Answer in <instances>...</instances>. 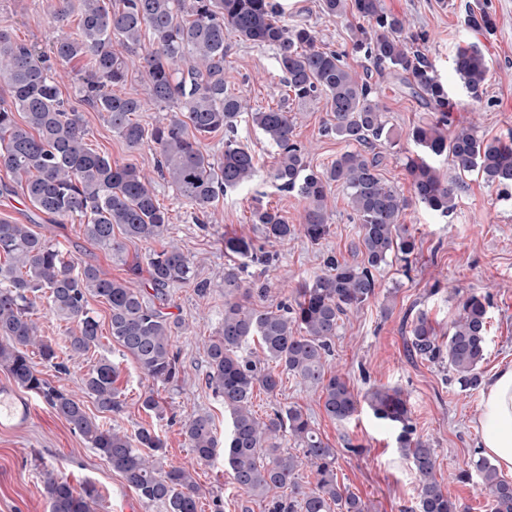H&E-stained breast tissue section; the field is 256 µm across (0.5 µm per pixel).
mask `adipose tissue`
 <instances>
[{
	"label": "adipose tissue",
	"instance_id": "1",
	"mask_svg": "<svg viewBox=\"0 0 512 512\" xmlns=\"http://www.w3.org/2000/svg\"><path fill=\"white\" fill-rule=\"evenodd\" d=\"M477 429L484 455L500 471L512 474V366L499 369L489 379Z\"/></svg>",
	"mask_w": 512,
	"mask_h": 512
}]
</instances>
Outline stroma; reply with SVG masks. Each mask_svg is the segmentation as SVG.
Returning <instances> with one entry per match:
<instances>
[{"mask_svg":"<svg viewBox=\"0 0 512 512\" xmlns=\"http://www.w3.org/2000/svg\"><path fill=\"white\" fill-rule=\"evenodd\" d=\"M289 23L314 26L323 44L333 49L351 47L344 22L328 19L321 0H280ZM466 0H383L387 11L406 16L411 31L425 30L429 40L426 53L448 87L455 108L454 122L476 123L480 136L493 139L512 128V0H490L496 19L493 35L485 36L467 28L463 22ZM77 16L67 21L54 19L45 0H0V27L8 28L17 39L42 46L56 37L76 30ZM478 44L489 67V80L483 102L469 106L464 87L453 71L456 48ZM231 86L245 91L256 108L280 104L284 98L282 75L271 51L251 44L233 42L226 56ZM378 97L391 125L400 132L426 121L427 109L413 99L408 89L392 76H373ZM64 98L80 107L88 138L97 150L112 161L131 163L152 171L153 156L148 148L130 150L113 133L104 114L81 107L71 78L60 86ZM326 119L319 101L300 105L295 134L309 149V160L319 167L345 151L344 142L323 135ZM241 141L260 159L261 172L251 184L228 192L218 203V222L201 230L191 217V208L163 179H155V194L170 217L166 239L131 241L118 255L88 242L79 221L56 223L35 210L17 188L13 177L0 168V220L30 225L31 229L66 251L78 265L91 264L111 277L131 278L133 287H142L147 272L130 277L134 263H146L150 253L173 241L194 256L197 273L206 282V293L194 287L168 289L165 310L178 326L172 345L178 352L183 378L178 387L153 383L141 374L137 364L124 356L110 336V311L97 298L89 303L99 323L101 342L88 360L69 365L68 374L47 370L46 376L58 388L73 392L92 362L101 358L118 364V386L125 408L122 413L99 412L92 399H84L86 412L95 419L127 433L153 426L166 443L165 465L189 461L191 452L182 433L184 419L193 413L212 415L217 430H224V407L205 383L206 349L224 320L223 238L246 235L260 239L261 229L253 224L251 212L257 204L277 208L289 223H301L305 203L294 194L281 191L268 176L273 149L256 130L239 129ZM416 147L408 139L397 146L381 147V173L404 196H411L410 180L404 170L406 156ZM497 191L477 175L464 178L457 191V206L442 217L424 206L412 205L404 222L415 235L418 253L410 269L392 262L377 274L376 296L364 308L345 320L333 344L332 367L345 374L355 391L376 386L397 387L409 399L417 435L431 439L436 450L437 470L453 496L467 512H489L479 489L475 469L481 458L480 435L476 419L480 411L481 390H464L450 381L446 368L420 361L408 353V330L417 312H426L440 333L457 314L459 295L475 293L489 300L488 349L481 366L483 376L512 365V205L497 201ZM331 233L322 242L311 243L296 236L284 243H267V251L278 260L265 273L266 290L256 302L273 307L286 300L300 283L322 273L327 256L357 263L356 226L352 222L347 194L342 186L329 192ZM154 389L164 407L162 415L145 412L139 397ZM33 419L18 431H0V512H48L42 471L56 468L75 488L95 484L101 494L97 512H165L162 504L147 505L129 489L86 440L39 397H32ZM297 405L305 411L325 442L338 451L336 474L339 483L373 503L375 512H404L416 501V479L409 462L397 447L394 430L383 426L368 407H361L350 420L337 422L323 410L317 394L297 380L284 377L278 394L255 391L253 409L265 417L273 408ZM363 445L361 454L350 455L347 444ZM195 479L204 491L199 512H265L263 500L238 491L224 469L223 459L198 467Z\"/></svg>","mask_w":512,"mask_h":512,"instance_id":"stroma-1","label":"stroma"}]
</instances>
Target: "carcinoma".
Segmentation results:
<instances>
[{
  "label": "carcinoma",
  "mask_w": 512,
  "mask_h": 512,
  "mask_svg": "<svg viewBox=\"0 0 512 512\" xmlns=\"http://www.w3.org/2000/svg\"><path fill=\"white\" fill-rule=\"evenodd\" d=\"M52 14H77V30L50 44L49 51L19 41L0 30V82L10 104L0 105V167L20 184L24 198L62 224L78 219L85 237L99 248L119 254L125 241L162 238L169 231L168 212L160 207L153 178L133 164L112 159L91 147L81 113L62 98L52 76L55 59L86 62L78 96L108 123L131 149L143 146L156 155L158 176L171 183L193 209L201 229L217 221L220 197L244 187L259 175L255 155L238 137L245 123L275 149L269 177L282 191L308 203L303 224L288 223L282 213L260 204L252 221L268 241H286L302 232L317 244L330 232L328 190L342 185L351 219L358 224L355 252L359 263L325 260L326 270L295 289L291 300L270 310L250 302L252 283L242 276L250 264H267L273 255L246 236L224 237V255L239 264L224 268V322L206 345V381L224 403L229 426L224 438V467L235 487L266 501V512H372V506L338 483L336 449L323 441L310 417L294 405L279 407L266 418L253 410L255 390L274 394L282 379L271 366L319 393L325 413L343 422L365 404L373 416L397 430V443L417 479L411 512H464V507L436 472L435 449L416 434L404 393L374 387L359 394L334 371L328 357L341 323L376 296V273L393 258L409 261L416 240L403 225L405 211L421 204L446 216L456 208L453 184L443 182L433 165L444 159L456 179L473 172L512 199V131L486 140L472 125H452L453 104L447 85L423 52L427 35L407 32L402 15L385 9L382 0H322L330 19L348 22L352 52L381 75L395 76L434 118L407 133L419 149L406 157L411 197L401 195L379 173L382 156L376 145H397L376 87L347 61V53L321 46L306 23L288 24L276 0H46ZM465 25L490 35L496 28L485 3L467 6ZM150 46H145V34ZM237 37L273 52L291 95L298 104L321 101L327 114L323 132L351 146L321 168L308 161L295 140V116L284 105L255 110L246 97L228 87L224 60ZM453 70L468 97L482 101L489 66L480 47L460 46ZM140 81L147 98L166 111L151 130L135 116L142 100L123 92ZM21 120H16V114ZM224 133V150L211 155L202 141ZM146 288L102 274L74 260L34 233L26 224L0 221V369L15 385L42 398L100 456L119 472L146 504H162L166 512H198L203 495L195 466L219 456L213 420L190 415L183 434L192 462L164 468L165 441L149 426L129 436L91 418L83 403L44 377L43 369L67 372L66 363L88 355L98 345L100 325L89 307L97 297L110 310L112 341L131 355L145 377L163 385L178 382L181 363L172 350L174 323L164 311V291L174 285L195 286L196 261L170 244L148 257ZM46 298L62 320L72 324L63 353L38 335L33 319L37 300ZM488 301L470 294L458 300L448 335L422 311L410 322L409 352L424 361L446 364L460 388L475 390L482 382L486 358ZM36 349L40 362L30 356ZM43 368H38V365ZM119 371L111 361H98L78 382L100 412L124 409L117 386ZM290 440L297 452L282 447ZM305 467L314 469L312 486L298 482ZM480 491L492 512H512V481L486 460L476 461ZM49 512H95L98 492L87 485L76 490L54 469L42 473Z\"/></svg>",
  "instance_id": "carcinoma-1"
}]
</instances>
